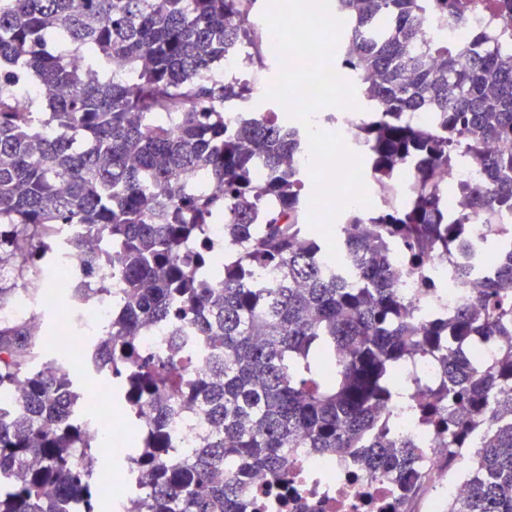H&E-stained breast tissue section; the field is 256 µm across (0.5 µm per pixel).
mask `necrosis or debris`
<instances>
[{"label":"necrosis or debris","instance_id":"necrosis-or-debris-1","mask_svg":"<svg viewBox=\"0 0 512 512\" xmlns=\"http://www.w3.org/2000/svg\"><path fill=\"white\" fill-rule=\"evenodd\" d=\"M417 174V165L410 163L386 182L365 175L364 183L372 204L392 208L406 206L413 199ZM474 177L475 169L468 164L442 170L436 177L438 183L450 182L457 186L456 192L448 196V221L461 223L464 236L473 245L471 253L460 256L461 263L472 267L468 278L449 277L447 255L434 253L426 259L424 268L436 287L426 291L420 288L418 278L409 274L407 255L399 249L391 255L395 266L405 272L400 287L416 302L422 318L446 317L459 306L472 302L496 260L495 255L482 252L478 244L490 224L512 222V212L498 213L487 220L478 216L468 192ZM105 271L84 267L76 255L67 250L53 263L33 267L20 277L14 300L0 305V322H19L32 336H50L53 348L64 360L65 371L83 379L79 390V401L83 404L95 402L98 392L111 387L112 364L90 365L81 350L86 340L101 337L103 329L112 321V297L96 293ZM149 426L146 420L129 423L126 410H109L85 424L82 436L91 444H111L112 454L117 457L130 443L139 441L142 431ZM213 431L202 408L196 409L189 419L174 415L170 426L171 437L180 448L199 447L203 438ZM397 434L411 438L421 450L416 484L424 489L423 498L404 494L392 479H369L362 470L361 452L355 448L329 459L328 465L334 474L330 480L313 478L314 457L297 461L288 476L290 495L285 499L270 492L262 474L252 475L244 490L248 512H445L444 501L459 498L467 490L468 480L463 472L467 449H460L455 463H447L448 451L437 435L421 431L408 417L400 418ZM92 475L101 497L109 502L114 512H135L138 494L127 471L100 466Z\"/></svg>","mask_w":512,"mask_h":512}]
</instances>
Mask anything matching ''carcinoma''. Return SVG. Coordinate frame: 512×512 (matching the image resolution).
<instances>
[{"label": "carcinoma", "instance_id": "cac0c4a2", "mask_svg": "<svg viewBox=\"0 0 512 512\" xmlns=\"http://www.w3.org/2000/svg\"><path fill=\"white\" fill-rule=\"evenodd\" d=\"M257 0H0V267L41 263L48 233L77 224L122 257L123 293L109 338L87 344L92 359L115 357V375L132 408L149 409L154 428L133 461L150 470L139 512H244L247 478L261 471L288 482L294 450L342 454L362 448L371 477L403 488L419 470L412 440H389L386 413L400 390L448 448L474 435L467 496L448 512H512V350L484 369L449 354V337L475 334L512 342V252L485 281L476 308L421 320L398 287L391 246L410 255L411 272L450 250L447 191L436 173L464 157L486 187L474 206L512 210V24L475 32L465 44L430 37L424 20L462 15L465 0H339L347 17L336 69L359 91L370 120L362 127L367 165L388 177L414 159L413 201L397 210L354 211L334 229L351 267L322 261L326 241L304 220L307 173L293 165L305 150L296 126L272 112L231 124L224 108L245 99L246 84L216 76L224 54L250 36ZM235 16L239 24H225ZM86 66H70L69 55ZM126 61L121 70L112 59ZM16 68L34 76L37 97H22ZM413 112L436 113L422 129ZM49 125L54 136L43 137ZM497 142L506 150L487 152ZM262 165L263 183L253 180ZM185 171L205 181L188 184ZM224 187L210 193L207 183ZM274 198L261 224L255 214ZM212 224L224 225V262L203 250ZM275 267V282L255 279ZM193 320L220 380L180 376L184 341L166 356L143 353L135 336L149 323ZM436 357L443 379L414 388L400 364ZM26 369L23 412L0 416V512H72L88 492L73 466L82 418L70 400L78 384L25 327L0 325V391ZM208 409L223 431L198 448L169 454L171 403ZM42 457V468L28 459ZM52 481L56 502L44 497Z\"/></svg>", "mask_w": 512, "mask_h": 512}]
</instances>
